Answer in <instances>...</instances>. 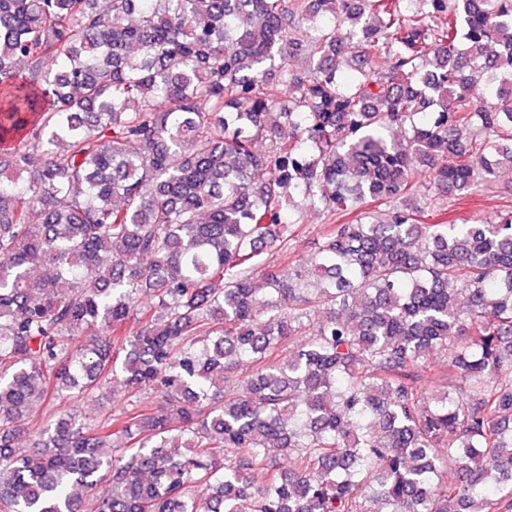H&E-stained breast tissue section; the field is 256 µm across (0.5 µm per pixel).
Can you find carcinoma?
<instances>
[{"instance_id":"obj_1","label":"carcinoma","mask_w":512,"mask_h":512,"mask_svg":"<svg viewBox=\"0 0 512 512\" xmlns=\"http://www.w3.org/2000/svg\"><path fill=\"white\" fill-rule=\"evenodd\" d=\"M2 151L0 512H512V0H0ZM512 174L504 171L500 174L496 185L489 189L478 188L475 192L460 201L448 199L445 210L437 211L426 218L431 223L447 222L462 224L465 221L493 217L506 204H512ZM509 202V203H507ZM303 230L295 240L292 241V252L291 256L307 255L314 251L315 244L320 241V235L324 223V217L313 210L303 209ZM281 255L279 252H270L266 254V267L270 266L277 268L279 263L288 261L290 256ZM100 398L101 396L82 402L83 414L90 416V418H106L110 414L118 411L124 404V399L121 398H117L113 401L106 398L105 394L102 399ZM69 403L70 401L66 399L55 400L50 401L46 405L28 409L22 413L21 423L24 425L26 430L35 431L37 428L43 425L47 418L58 413V411H60L64 405H68Z\"/></svg>"}]
</instances>
